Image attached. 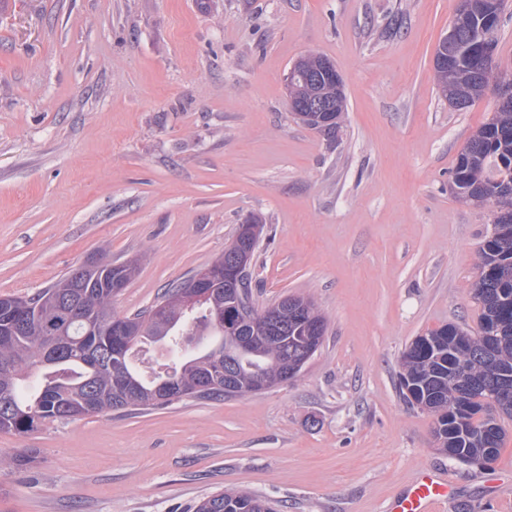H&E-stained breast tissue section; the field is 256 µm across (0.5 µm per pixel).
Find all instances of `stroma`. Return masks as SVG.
<instances>
[{"mask_svg":"<svg viewBox=\"0 0 512 512\" xmlns=\"http://www.w3.org/2000/svg\"><path fill=\"white\" fill-rule=\"evenodd\" d=\"M213 3L0 0V295L135 258L113 302L134 313L258 217L256 307L308 297L323 343L266 391L0 432V512H192L219 490L388 512L426 468L457 488L443 512H512V417L495 460L463 464L398 388L416 336L481 314L495 207L450 185L495 93L456 110L433 67L459 0ZM311 52L344 81L332 139L288 107Z\"/></svg>","mask_w":512,"mask_h":512,"instance_id":"1","label":"stroma"}]
</instances>
